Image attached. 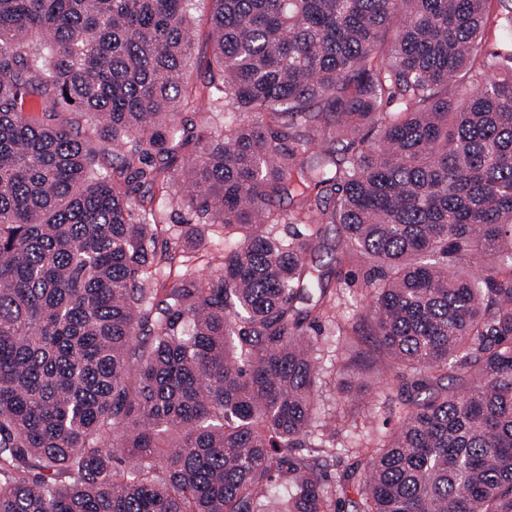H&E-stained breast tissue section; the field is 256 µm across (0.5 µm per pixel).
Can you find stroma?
Returning a JSON list of instances; mask_svg holds the SVG:
<instances>
[{"mask_svg":"<svg viewBox=\"0 0 512 512\" xmlns=\"http://www.w3.org/2000/svg\"><path fill=\"white\" fill-rule=\"evenodd\" d=\"M194 28V48L188 64L187 85L192 93L191 103L181 106L178 118L199 123L205 134L214 136L224 131V113L209 111L208 96L213 87L210 74L213 61V43L209 22V0H195L191 11ZM344 246V236L339 225H331L316 252L307 261L315 269L328 272L329 286L336 291L339 315L335 322L324 324L321 335V362L324 368L323 383L317 393L322 411H343L345 427L340 444L336 448V460L332 475H339L355 461V451L368 438L393 430L399 423L395 406L385 404L383 388L371 390L358 404L342 407V384L356 376H372L376 367L366 356L341 359L337 348L339 325L355 322L360 311L363 294L357 286L366 268L357 262L338 263L337 258Z\"/></svg>","mask_w":512,"mask_h":512,"instance_id":"1","label":"stroma"}]
</instances>
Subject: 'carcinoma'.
I'll return each mask as SVG.
<instances>
[{"label": "carcinoma", "mask_w": 512, "mask_h": 512, "mask_svg": "<svg viewBox=\"0 0 512 512\" xmlns=\"http://www.w3.org/2000/svg\"><path fill=\"white\" fill-rule=\"evenodd\" d=\"M192 2L0 0V512H512V0H210L216 138L174 120ZM328 224L400 418L335 484ZM176 191L177 187H171L167 192L157 190L154 205L163 223L171 226V232L175 236L173 241L177 242L176 248L181 251L184 245V230L187 229L185 223L190 219L192 223L195 221L193 212L187 207V201L182 193H176Z\"/></svg>", "instance_id": "obj_1"}]
</instances>
